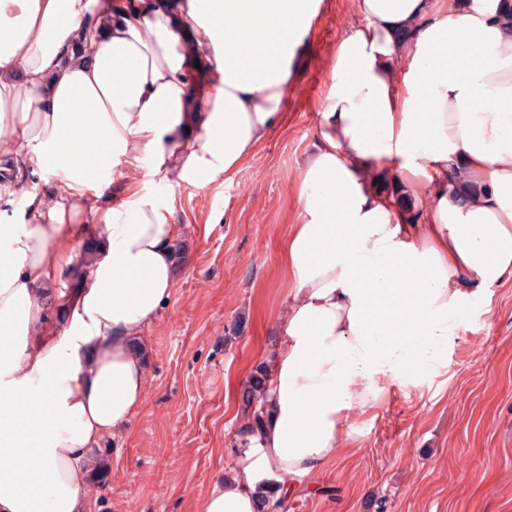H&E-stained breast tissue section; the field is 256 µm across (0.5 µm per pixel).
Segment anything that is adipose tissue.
<instances>
[{
    "label": "adipose tissue",
    "instance_id": "adipose-tissue-1",
    "mask_svg": "<svg viewBox=\"0 0 512 512\" xmlns=\"http://www.w3.org/2000/svg\"><path fill=\"white\" fill-rule=\"evenodd\" d=\"M354 5L284 246L294 286L267 419L201 512H257L263 480L288 493L312 478L353 420L442 364L484 290L512 278V23L499 0ZM313 7L0 0V162L68 177L63 193L30 192L23 223L0 225V512H91L90 453L142 406L138 343L177 280L183 227L136 176H235L283 120ZM379 172L420 204L418 220L374 187ZM76 218L91 254L76 253ZM65 274L80 286L51 333Z\"/></svg>",
    "mask_w": 512,
    "mask_h": 512
}]
</instances>
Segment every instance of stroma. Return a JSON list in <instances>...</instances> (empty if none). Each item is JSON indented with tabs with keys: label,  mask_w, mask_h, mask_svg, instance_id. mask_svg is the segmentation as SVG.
Returning a JSON list of instances; mask_svg holds the SVG:
<instances>
[{
	"label": "stroma",
	"mask_w": 512,
	"mask_h": 512,
	"mask_svg": "<svg viewBox=\"0 0 512 512\" xmlns=\"http://www.w3.org/2000/svg\"><path fill=\"white\" fill-rule=\"evenodd\" d=\"M320 5L280 104L285 120L233 179L173 187L151 170L140 175L144 193L174 204L188 261L142 333L144 404L128 431L93 453L91 512H198L215 479L233 474L239 392L284 338L283 245L300 170L337 46L357 23L353 0ZM66 183L52 170L16 182L0 197V224L22 222L33 186L61 192ZM458 334L446 367L393 387L375 418L353 421V446L289 494L286 512H512V280L486 289Z\"/></svg>",
	"instance_id": "obj_1"
}]
</instances>
